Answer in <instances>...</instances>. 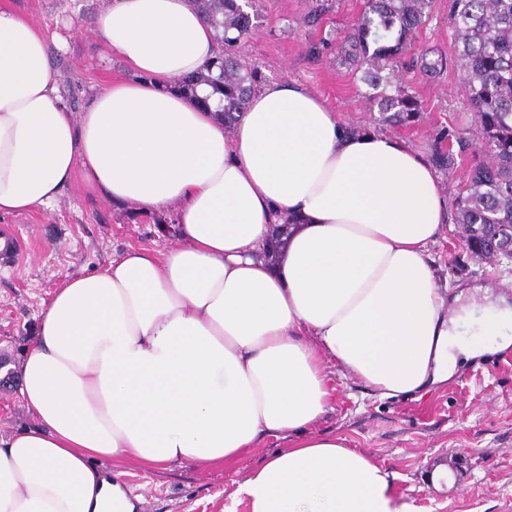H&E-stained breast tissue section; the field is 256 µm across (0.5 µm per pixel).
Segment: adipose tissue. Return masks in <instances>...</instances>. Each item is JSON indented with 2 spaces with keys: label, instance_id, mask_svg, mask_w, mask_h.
<instances>
[{
  "label": "adipose tissue",
  "instance_id": "1",
  "mask_svg": "<svg viewBox=\"0 0 512 512\" xmlns=\"http://www.w3.org/2000/svg\"><path fill=\"white\" fill-rule=\"evenodd\" d=\"M87 30L131 75L75 115L46 34L0 6V215L79 182L136 212L174 209V240L45 303L14 368L33 423L0 439V512H140L125 466L221 465L294 432L225 512H414L366 454L303 432L332 402L325 360L399 398L512 347V305L475 315L438 286L436 169L394 136L350 132L293 81L260 85L225 125L210 86L179 89L217 52L193 0H105Z\"/></svg>",
  "mask_w": 512,
  "mask_h": 512
}]
</instances>
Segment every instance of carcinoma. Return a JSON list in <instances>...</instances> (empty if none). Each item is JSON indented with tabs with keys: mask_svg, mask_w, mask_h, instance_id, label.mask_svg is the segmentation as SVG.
Here are the masks:
<instances>
[{
	"mask_svg": "<svg viewBox=\"0 0 512 512\" xmlns=\"http://www.w3.org/2000/svg\"><path fill=\"white\" fill-rule=\"evenodd\" d=\"M212 23L223 44L220 54L198 75L185 79L180 90L195 95L200 84L212 87L224 105V123L232 125L245 110L251 93L264 76L240 62L239 44L260 27L247 0H194ZM431 0H364L349 29L332 38L311 42L308 54L316 59L329 53L372 88L366 95L380 112L378 122L410 126L418 121L421 102L408 86L388 94L381 89L389 78L385 70L404 63L409 39L426 23ZM329 11V0H312L303 17L308 27L318 26ZM448 19L456 42L457 60L466 75L465 93L478 124L479 150L485 160L470 165L467 181L453 200L454 223L466 226L468 257L485 262H512V251L503 248L512 236V0H448ZM411 69L434 73L443 58L425 56L409 60ZM465 141L445 127L436 130L431 153L435 168L450 173L463 165Z\"/></svg>",
	"mask_w": 512,
	"mask_h": 512,
	"instance_id": "carcinoma-1",
	"label": "carcinoma"
}]
</instances>
